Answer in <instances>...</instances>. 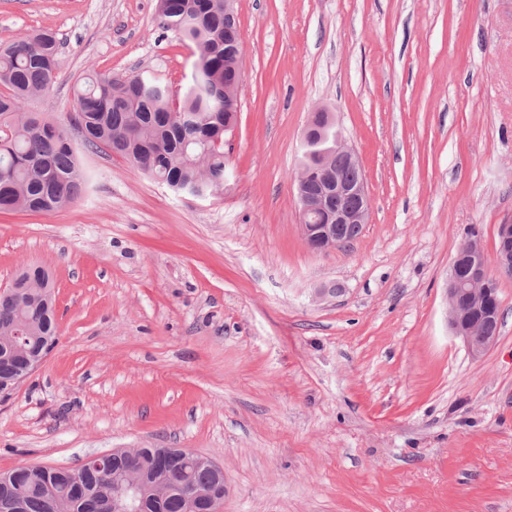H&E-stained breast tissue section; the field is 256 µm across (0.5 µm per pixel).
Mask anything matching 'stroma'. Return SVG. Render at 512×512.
<instances>
[{
    "label": "stroma",
    "instance_id": "35a3bbf8",
    "mask_svg": "<svg viewBox=\"0 0 512 512\" xmlns=\"http://www.w3.org/2000/svg\"><path fill=\"white\" fill-rule=\"evenodd\" d=\"M239 112L222 196L178 195L120 156L54 212H0V288L56 280L58 341L0 396V473L116 448H188L224 469V512H512V277L471 358L448 325L469 227L494 261L512 223V0H236ZM52 29L38 111L77 77L189 83L156 0H0V42ZM332 112L370 218L308 247L294 178ZM326 289L316 298L317 289Z\"/></svg>",
    "mask_w": 512,
    "mask_h": 512
}]
</instances>
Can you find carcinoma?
I'll return each instance as SVG.
<instances>
[{
  "instance_id": "carcinoma-1",
  "label": "carcinoma",
  "mask_w": 512,
  "mask_h": 512,
  "mask_svg": "<svg viewBox=\"0 0 512 512\" xmlns=\"http://www.w3.org/2000/svg\"><path fill=\"white\" fill-rule=\"evenodd\" d=\"M158 27L194 49L191 81L181 98L155 77L82 75L74 87L80 144L64 127L31 111L51 89L61 52L55 33L42 30L23 40L0 44V211L51 213L76 199L89 175L82 153L119 155L177 194L214 198L224 190V134L236 116L227 108L224 74L232 73L242 52L236 20L224 15V0H157ZM316 134L299 162L316 166ZM329 164L342 177L360 176L343 156ZM47 274L33 266L21 287L0 296V336L57 335L52 289ZM172 470L189 474L199 486L224 477L181 454L169 459L159 479ZM130 483L126 459L109 455L101 468L78 476L44 465L0 473V512H113L112 501ZM144 512H184L181 491L149 499Z\"/></svg>"
}]
</instances>
